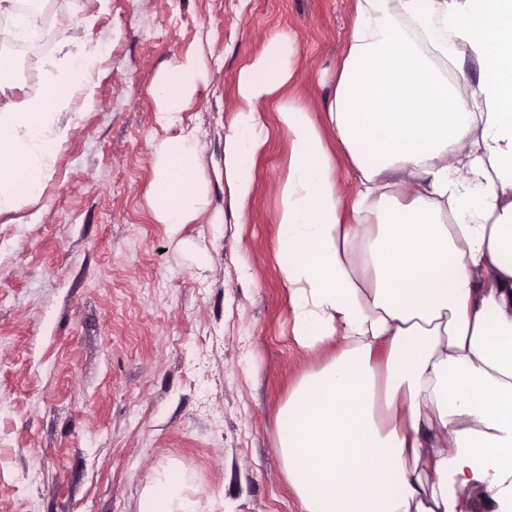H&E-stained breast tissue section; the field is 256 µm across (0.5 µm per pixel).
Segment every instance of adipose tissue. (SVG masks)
I'll return each mask as SVG.
<instances>
[{"label":"adipose tissue","instance_id":"obj_1","mask_svg":"<svg viewBox=\"0 0 512 512\" xmlns=\"http://www.w3.org/2000/svg\"><path fill=\"white\" fill-rule=\"evenodd\" d=\"M48 0H0V216L38 199L91 105L107 43H63L43 90L20 95L13 47ZM295 47L270 37L239 72L224 127L229 211L242 220L268 141L288 140L277 254L297 346L322 354L280 408L284 476L303 512H465L481 485L512 512V0H353L323 119L293 92ZM477 70L471 94L449 71ZM181 56L151 88L161 118L206 86ZM193 132L154 146L151 206L172 231L204 203ZM357 179L339 191L337 155ZM454 204L458 221L439 216ZM185 472H157L139 512H192Z\"/></svg>","mask_w":512,"mask_h":512}]
</instances>
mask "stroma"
Segmentation results:
<instances>
[{
  "instance_id": "obj_1",
  "label": "stroma",
  "mask_w": 512,
  "mask_h": 512,
  "mask_svg": "<svg viewBox=\"0 0 512 512\" xmlns=\"http://www.w3.org/2000/svg\"><path fill=\"white\" fill-rule=\"evenodd\" d=\"M48 0L47 46L19 61L24 91L96 15L111 41L94 103L63 144L43 194L0 216V512H138L165 468L196 477L197 512H302L275 444L278 411L319 364L291 332L277 261L285 135L270 137L243 223L227 211L224 127L242 65L274 33L297 47L296 88L324 106L351 0ZM203 46L209 84L160 121L149 88ZM194 131L210 204L170 235L150 206L153 146Z\"/></svg>"
}]
</instances>
